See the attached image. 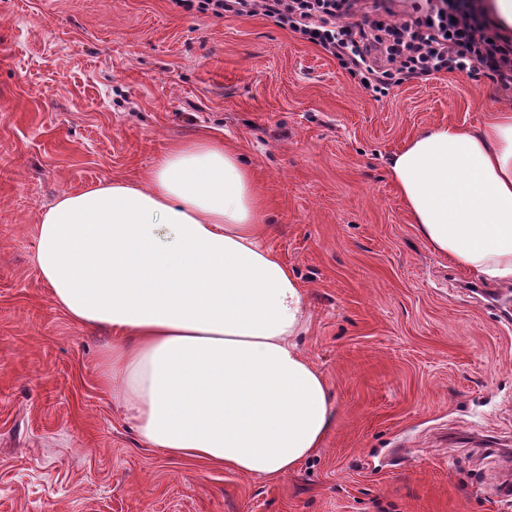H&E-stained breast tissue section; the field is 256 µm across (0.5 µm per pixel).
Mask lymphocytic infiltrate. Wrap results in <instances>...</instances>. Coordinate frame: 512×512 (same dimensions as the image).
Here are the masks:
<instances>
[{
  "label": "lymphocytic infiltrate",
  "mask_w": 512,
  "mask_h": 512,
  "mask_svg": "<svg viewBox=\"0 0 512 512\" xmlns=\"http://www.w3.org/2000/svg\"><path fill=\"white\" fill-rule=\"evenodd\" d=\"M183 10L263 15L336 58L374 100L440 72L492 79L512 93V37L500 33L483 0H174Z\"/></svg>",
  "instance_id": "f902f5d3"
}]
</instances>
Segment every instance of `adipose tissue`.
Returning a JSON list of instances; mask_svg holds the SVG:
<instances>
[{
  "mask_svg": "<svg viewBox=\"0 0 512 512\" xmlns=\"http://www.w3.org/2000/svg\"><path fill=\"white\" fill-rule=\"evenodd\" d=\"M390 170L433 252L512 280V105L477 131L425 130ZM263 220L250 170L203 132L140 183L59 196L34 263L69 319L115 335L101 380L144 447L275 481L322 447L332 411L298 343L307 292Z\"/></svg>",
  "mask_w": 512,
  "mask_h": 512,
  "instance_id": "obj_1",
  "label": "adipose tissue"
}]
</instances>
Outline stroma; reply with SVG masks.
Masks as SVG:
<instances>
[{
	"label": "stroma",
	"instance_id": "1",
	"mask_svg": "<svg viewBox=\"0 0 512 512\" xmlns=\"http://www.w3.org/2000/svg\"><path fill=\"white\" fill-rule=\"evenodd\" d=\"M510 103L457 72L374 100L261 15L0 0V512H512V324L427 247L389 172L422 130ZM201 132L253 170L333 402L278 481L143 447L100 382L111 335L72 322L32 260L61 194L140 182Z\"/></svg>",
	"mask_w": 512,
	"mask_h": 512
}]
</instances>
